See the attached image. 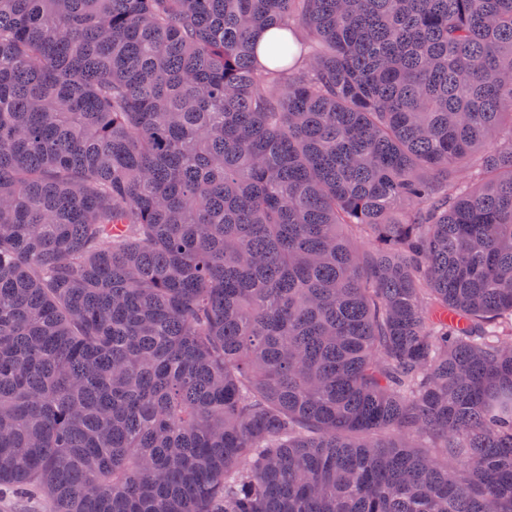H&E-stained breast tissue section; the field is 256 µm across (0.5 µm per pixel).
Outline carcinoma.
Segmentation results:
<instances>
[{
	"mask_svg": "<svg viewBox=\"0 0 512 512\" xmlns=\"http://www.w3.org/2000/svg\"><path fill=\"white\" fill-rule=\"evenodd\" d=\"M0 487L512 512V0H0Z\"/></svg>",
	"mask_w": 512,
	"mask_h": 512,
	"instance_id": "cac0c4a2",
	"label": "carcinoma"
}]
</instances>
